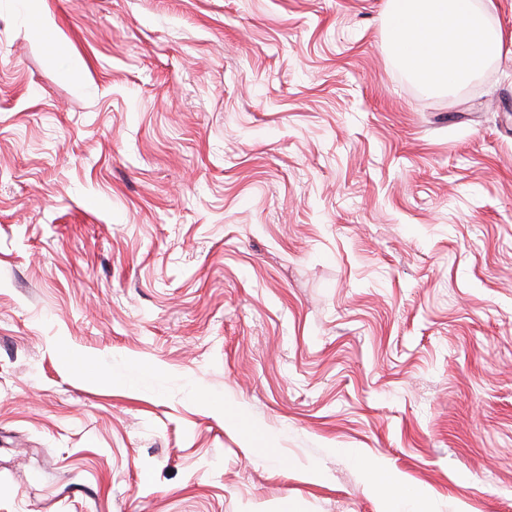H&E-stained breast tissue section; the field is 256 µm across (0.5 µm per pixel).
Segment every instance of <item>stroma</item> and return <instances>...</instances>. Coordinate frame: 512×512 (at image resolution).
Masks as SVG:
<instances>
[{"mask_svg":"<svg viewBox=\"0 0 512 512\" xmlns=\"http://www.w3.org/2000/svg\"><path fill=\"white\" fill-rule=\"evenodd\" d=\"M423 87L390 0H0V512H512V0ZM367 479L369 488L376 494L388 499L389 507L391 510L386 512H399L401 509L410 504L417 512H428L427 510H420L427 506L428 497L424 494L408 498L403 490L400 488V478L387 473L379 466H372L367 470Z\"/></svg>","mask_w":512,"mask_h":512,"instance_id":"1","label":"stroma"}]
</instances>
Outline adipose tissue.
I'll return each instance as SVG.
<instances>
[{
    "label": "adipose tissue",
    "instance_id": "obj_1",
    "mask_svg": "<svg viewBox=\"0 0 512 512\" xmlns=\"http://www.w3.org/2000/svg\"><path fill=\"white\" fill-rule=\"evenodd\" d=\"M393 39L399 54L430 87L467 77L494 48L473 0H393ZM370 489L388 499L391 512L411 506L422 512L426 495L407 497L399 477L378 466L367 471Z\"/></svg>",
    "mask_w": 512,
    "mask_h": 512
}]
</instances>
